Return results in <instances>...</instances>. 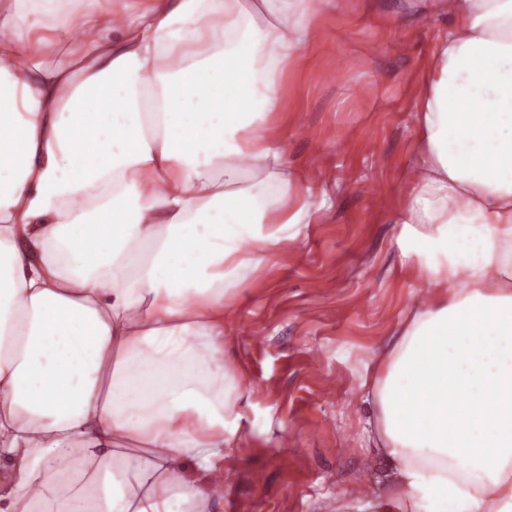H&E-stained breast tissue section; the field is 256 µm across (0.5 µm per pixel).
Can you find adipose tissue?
I'll return each instance as SVG.
<instances>
[{
    "mask_svg": "<svg viewBox=\"0 0 512 512\" xmlns=\"http://www.w3.org/2000/svg\"><path fill=\"white\" fill-rule=\"evenodd\" d=\"M338 6L0 0V512L222 497L224 317L313 219L267 119ZM446 11L394 213L431 293L360 382L378 512H512V0Z\"/></svg>",
    "mask_w": 512,
    "mask_h": 512,
    "instance_id": "obj_1",
    "label": "adipose tissue"
}]
</instances>
